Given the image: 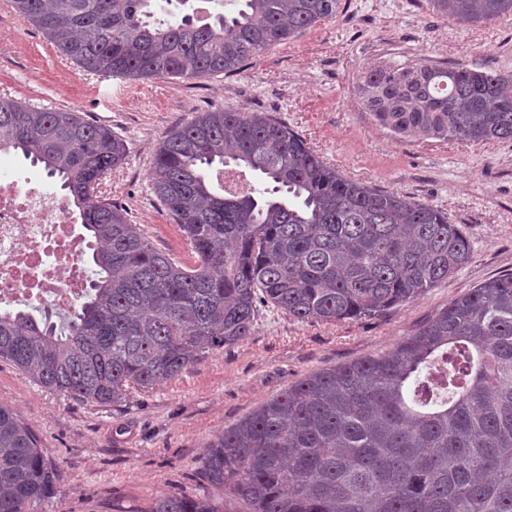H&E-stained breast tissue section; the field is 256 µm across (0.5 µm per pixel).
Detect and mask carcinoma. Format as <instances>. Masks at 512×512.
<instances>
[{"label": "carcinoma", "instance_id": "obj_1", "mask_svg": "<svg viewBox=\"0 0 512 512\" xmlns=\"http://www.w3.org/2000/svg\"><path fill=\"white\" fill-rule=\"evenodd\" d=\"M11 0L85 72L196 79L336 15L340 0ZM458 23L512 0H429ZM363 107L393 132L512 140V73L464 63L370 69ZM43 165L79 211L94 269L56 326L0 298V359L66 397L116 405L252 335L257 305L301 322L375 316L469 263L448 214L343 177L262 112L204 110L158 142L151 188L195 261L157 250L97 195L124 141L74 110L0 104V154ZM234 166L246 190L220 179ZM199 472L249 512H512V273L448 303L387 353L313 373L217 434ZM56 469L0 405V512H40ZM148 512H219L167 495Z\"/></svg>", "mask_w": 512, "mask_h": 512}]
</instances>
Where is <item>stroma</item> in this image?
I'll use <instances>...</instances> for the list:
<instances>
[{"mask_svg": "<svg viewBox=\"0 0 512 512\" xmlns=\"http://www.w3.org/2000/svg\"><path fill=\"white\" fill-rule=\"evenodd\" d=\"M420 58L511 73L512 17L462 25L434 14L428 0H341L336 17L238 72L129 81L81 71L0 0V100L75 110L111 128L128 156L105 178L102 196L180 263L193 258L152 193L154 148L195 112L218 106L265 113L348 179L443 210L473 252L423 295L369 318L300 322L259 307L247 339L171 382L130 390L118 405L68 398L0 359V404L20 416L57 470L43 512H147L156 498L177 493L246 512L199 476L216 434L312 373L388 352L450 301L512 273V141L403 138L361 104L362 72Z\"/></svg>", "mask_w": 512, "mask_h": 512, "instance_id": "stroma-1", "label": "stroma"}]
</instances>
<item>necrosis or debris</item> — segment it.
<instances>
[{
	"mask_svg": "<svg viewBox=\"0 0 512 512\" xmlns=\"http://www.w3.org/2000/svg\"><path fill=\"white\" fill-rule=\"evenodd\" d=\"M73 222L60 197L0 179V297L25 294L60 310L84 294L85 245Z\"/></svg>",
	"mask_w": 512,
	"mask_h": 512,
	"instance_id": "obj_1",
	"label": "necrosis or debris"
}]
</instances>
